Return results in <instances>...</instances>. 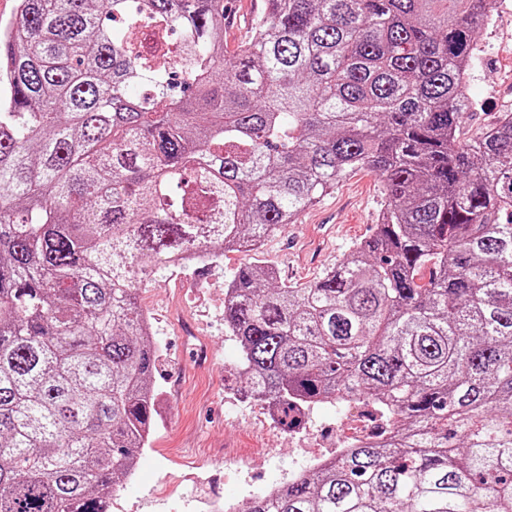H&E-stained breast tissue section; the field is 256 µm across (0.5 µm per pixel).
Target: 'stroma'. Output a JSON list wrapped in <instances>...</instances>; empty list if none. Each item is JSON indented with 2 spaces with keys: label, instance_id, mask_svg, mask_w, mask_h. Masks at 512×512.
<instances>
[{
  "label": "stroma",
  "instance_id": "35a3bbf8",
  "mask_svg": "<svg viewBox=\"0 0 512 512\" xmlns=\"http://www.w3.org/2000/svg\"><path fill=\"white\" fill-rule=\"evenodd\" d=\"M253 0H228L224 46L235 51L250 37ZM464 139H472L512 106V31L495 24L478 36ZM380 185L359 170L295 224L268 237L258 252L229 253L218 265L197 262L159 272L139 289L159 345L154 372L157 415L149 448L134 476L120 478L112 512H206L210 499L232 500L246 512L271 483L299 471L310 452L334 453V408L309 413L298 438L276 424L271 408L244 391L239 349L224 334V287L239 267L277 268L282 282L318 278L353 244L370 234L380 209Z\"/></svg>",
  "mask_w": 512,
  "mask_h": 512
}]
</instances>
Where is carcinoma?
Returning a JSON list of instances; mask_svg holds the SVG:
<instances>
[{"label":"carcinoma","instance_id":"cac0c4a2","mask_svg":"<svg viewBox=\"0 0 512 512\" xmlns=\"http://www.w3.org/2000/svg\"><path fill=\"white\" fill-rule=\"evenodd\" d=\"M129 0H19L0 28V512H110L155 421L134 292L250 251L357 169L370 236L318 279L245 265L224 328L250 395L384 398L402 417L248 512H512V113L470 142L490 0H142L184 33L138 53ZM227 1V12L224 18V46L229 53H233L239 45L249 39L252 20L261 13L260 11L257 13L261 2L255 8L253 0Z\"/></svg>","mask_w":512,"mask_h":512}]
</instances>
